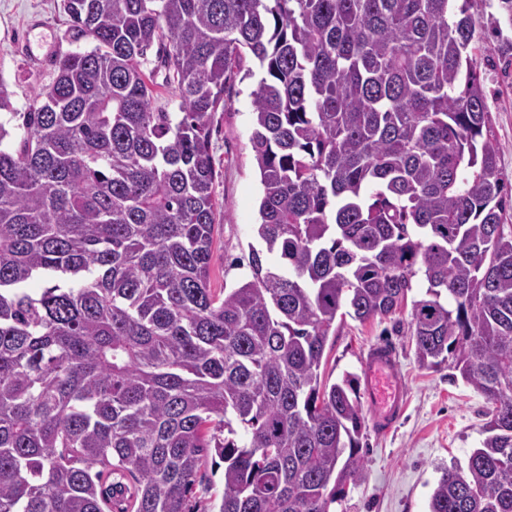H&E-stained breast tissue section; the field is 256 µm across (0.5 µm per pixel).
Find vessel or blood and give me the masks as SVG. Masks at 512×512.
Here are the masks:
<instances>
[{
  "label": "vessel or blood",
  "instance_id": "obj_1",
  "mask_svg": "<svg viewBox=\"0 0 512 512\" xmlns=\"http://www.w3.org/2000/svg\"><path fill=\"white\" fill-rule=\"evenodd\" d=\"M364 396L374 414V426L388 432L405 409L402 376L393 352L383 345L372 346L363 362Z\"/></svg>",
  "mask_w": 512,
  "mask_h": 512
}]
</instances>
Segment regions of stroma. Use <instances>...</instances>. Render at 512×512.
I'll use <instances>...</instances> for the list:
<instances>
[{
	"label": "stroma",
	"mask_w": 512,
	"mask_h": 512,
	"mask_svg": "<svg viewBox=\"0 0 512 512\" xmlns=\"http://www.w3.org/2000/svg\"><path fill=\"white\" fill-rule=\"evenodd\" d=\"M70 19L62 0H0V79L12 93L15 111H25L39 90L56 76L55 57L89 49L72 42ZM479 70L498 146V173L512 186V66L499 55L477 51ZM255 80L230 85L224 108L212 118L215 197L220 214L214 230L210 269L213 288H233L250 276L249 251L258 245L261 196L259 172L251 148L250 93ZM410 307L395 316L359 321L337 319L325 346L321 377L327 383L362 374V360L376 344L392 348L406 384V409L389 433L367 426L360 454L365 478L348 487L332 512H429L440 470L466 464L483 439L485 398L463 380H449L448 367L420 368L410 336ZM223 471L202 466L191 498L194 512H216Z\"/></svg>",
	"instance_id": "35a3bbf8"
}]
</instances>
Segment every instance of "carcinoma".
Returning <instances> with one entry per match:
<instances>
[{"instance_id":"obj_1","label":"carcinoma","mask_w":512,"mask_h":512,"mask_svg":"<svg viewBox=\"0 0 512 512\" xmlns=\"http://www.w3.org/2000/svg\"><path fill=\"white\" fill-rule=\"evenodd\" d=\"M450 2L63 0L93 47L25 112L0 79V512H188L211 454L217 512H330L365 420L320 379L328 336L417 281L418 364L490 404L429 512H512V225L475 0ZM241 73L263 248L220 297L211 123Z\"/></svg>"}]
</instances>
